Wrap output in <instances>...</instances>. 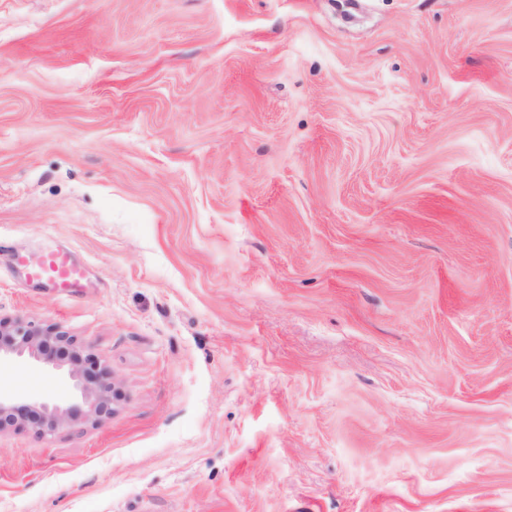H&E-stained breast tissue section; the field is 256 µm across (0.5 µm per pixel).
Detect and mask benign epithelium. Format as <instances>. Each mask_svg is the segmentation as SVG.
<instances>
[{
	"label": "benign epithelium",
	"mask_w": 512,
	"mask_h": 512,
	"mask_svg": "<svg viewBox=\"0 0 512 512\" xmlns=\"http://www.w3.org/2000/svg\"><path fill=\"white\" fill-rule=\"evenodd\" d=\"M27 355L45 367L64 370L78 392V400L66 407L42 404L36 410L42 434L69 428L92 415H100L112 377L97 360L75 347V341L53 325L24 318L0 317V361ZM28 405L0 397V432L25 418Z\"/></svg>",
	"instance_id": "obj_1"
}]
</instances>
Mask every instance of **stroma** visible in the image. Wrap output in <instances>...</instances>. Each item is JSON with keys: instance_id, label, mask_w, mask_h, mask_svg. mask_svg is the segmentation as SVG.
<instances>
[{"instance_id": "35a3bbf8", "label": "stroma", "mask_w": 512, "mask_h": 512, "mask_svg": "<svg viewBox=\"0 0 512 512\" xmlns=\"http://www.w3.org/2000/svg\"><path fill=\"white\" fill-rule=\"evenodd\" d=\"M0 316V512H512V0H0ZM21 264L28 267L31 277L49 281L54 288L62 292L79 288L82 280L81 270L66 255L50 253L41 261L29 264L22 259ZM52 341L71 351L69 357L58 356ZM73 341L57 326L43 325L24 318L0 317V361L27 354L45 367L65 370L73 382L80 400L89 409L84 410L80 402L74 401L66 407L42 404L34 412L40 433L52 434L69 428L76 422L92 415L99 416L105 393L112 389V377L101 368L97 360L84 355V349L74 347ZM29 405L8 398L0 394V432L19 420H24Z\"/></svg>"}]
</instances>
